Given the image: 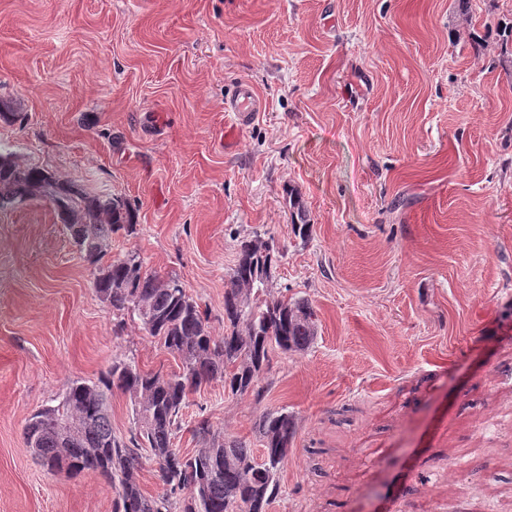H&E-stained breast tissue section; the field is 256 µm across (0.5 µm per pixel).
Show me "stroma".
Returning a JSON list of instances; mask_svg holds the SVG:
<instances>
[{
    "mask_svg": "<svg viewBox=\"0 0 512 512\" xmlns=\"http://www.w3.org/2000/svg\"><path fill=\"white\" fill-rule=\"evenodd\" d=\"M512 0H0V153L103 200L136 253L224 334L238 241L273 239L267 297L318 335L274 352L259 393L189 394L174 448L286 409L268 512H500L512 466ZM263 102L238 128L240 83ZM314 222L295 237L289 189ZM48 196L0 208V512H114L94 474L45 469L32 413L113 361L177 371ZM481 454H474V447Z\"/></svg>",
    "mask_w": 512,
    "mask_h": 512,
    "instance_id": "stroma-1",
    "label": "stroma"
}]
</instances>
